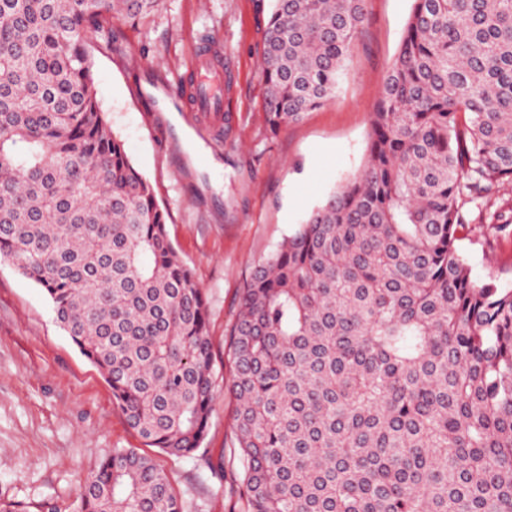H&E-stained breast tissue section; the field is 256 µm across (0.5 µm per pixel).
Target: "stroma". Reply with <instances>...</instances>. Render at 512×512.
Segmentation results:
<instances>
[{
  "instance_id": "35a3bbf8",
  "label": "stroma",
  "mask_w": 512,
  "mask_h": 512,
  "mask_svg": "<svg viewBox=\"0 0 512 512\" xmlns=\"http://www.w3.org/2000/svg\"><path fill=\"white\" fill-rule=\"evenodd\" d=\"M271 0H165L112 48L89 49L97 98L134 166L168 211L169 237L209 310L216 367L254 267L313 207L364 164L372 110L399 52L413 0H365L359 39L335 97L270 134L260 58ZM209 47L224 66V122L177 94ZM459 248L478 282L512 287V243L468 203ZM233 403L216 392L209 431L190 458L147 448L98 370L59 327L42 288L0 260V504L17 512H78L79 480L116 448L148 453L185 512H243L231 455Z\"/></svg>"
}]
</instances>
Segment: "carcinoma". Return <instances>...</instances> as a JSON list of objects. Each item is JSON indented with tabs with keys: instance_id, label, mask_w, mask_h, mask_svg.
<instances>
[{
	"instance_id": "obj_1",
	"label": "carcinoma",
	"mask_w": 512,
	"mask_h": 512,
	"mask_svg": "<svg viewBox=\"0 0 512 512\" xmlns=\"http://www.w3.org/2000/svg\"><path fill=\"white\" fill-rule=\"evenodd\" d=\"M161 0H0V259L43 288L127 424L209 430L207 299L97 99L87 44ZM364 0H274V135L335 97ZM512 185V0H413L367 160L255 267L227 336L246 512H512V289L475 282L464 199ZM79 512H184L115 448Z\"/></svg>"
}]
</instances>
